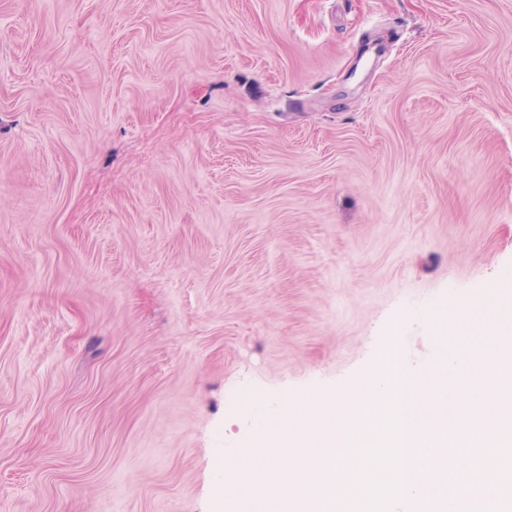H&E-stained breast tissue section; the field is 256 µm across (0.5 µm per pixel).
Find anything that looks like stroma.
<instances>
[{
	"label": "stroma",
	"instance_id": "35a3bbf8",
	"mask_svg": "<svg viewBox=\"0 0 512 512\" xmlns=\"http://www.w3.org/2000/svg\"><path fill=\"white\" fill-rule=\"evenodd\" d=\"M512 296V0H0V512H225L224 460Z\"/></svg>",
	"mask_w": 512,
	"mask_h": 512
}]
</instances>
